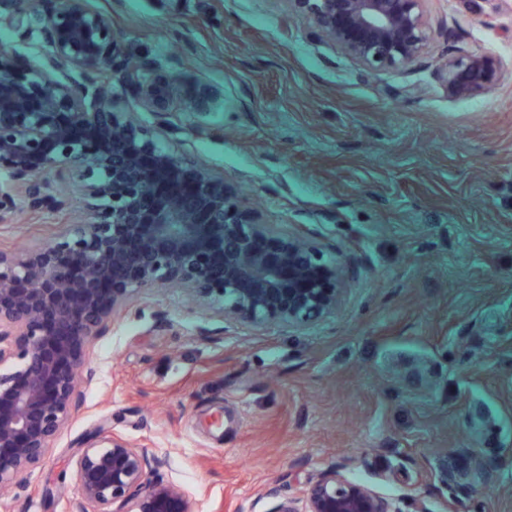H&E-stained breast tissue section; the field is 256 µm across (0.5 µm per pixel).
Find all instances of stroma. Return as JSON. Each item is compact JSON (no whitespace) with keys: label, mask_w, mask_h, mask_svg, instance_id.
<instances>
[{"label":"stroma","mask_w":512,"mask_h":512,"mask_svg":"<svg viewBox=\"0 0 512 512\" xmlns=\"http://www.w3.org/2000/svg\"><path fill=\"white\" fill-rule=\"evenodd\" d=\"M86 2L147 81L179 88L166 116L126 95L118 109L167 119L186 161L315 242L347 285L304 326L228 323L178 289L135 296L9 512H73L74 456L102 430L166 459L155 478L195 512H271L268 489L300 495L332 467L399 512H512V0H429L426 54L375 73L288 0ZM459 53L501 60V81L450 97L440 68ZM85 217L24 212L0 247ZM474 458L482 485L442 480Z\"/></svg>","instance_id":"stroma-1"}]
</instances>
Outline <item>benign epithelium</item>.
<instances>
[{"mask_svg": "<svg viewBox=\"0 0 512 512\" xmlns=\"http://www.w3.org/2000/svg\"><path fill=\"white\" fill-rule=\"evenodd\" d=\"M429 0H289L313 33L364 70L419 61L433 37ZM0 26L37 34L47 66L71 68L64 82L0 51V224L24 211L58 212L79 195L89 220L35 249L0 250V487L46 454L76 411L95 371V340L134 295L180 288L243 326H302L336 311L343 269L314 243L260 221L241 192L158 146L159 132L115 106L134 94L167 111L171 85L151 84L126 56L112 19L86 0H0ZM487 54L446 60L448 94L473 98L496 84ZM57 177L59 189L46 186ZM75 512H194L176 484L148 477L138 446L100 434L74 460ZM483 470L451 466L447 482ZM272 512H398L393 503L332 469ZM119 508H114V505Z\"/></svg>", "mask_w": 512, "mask_h": 512, "instance_id": "7a95c632", "label": "benign epithelium"}]
</instances>
